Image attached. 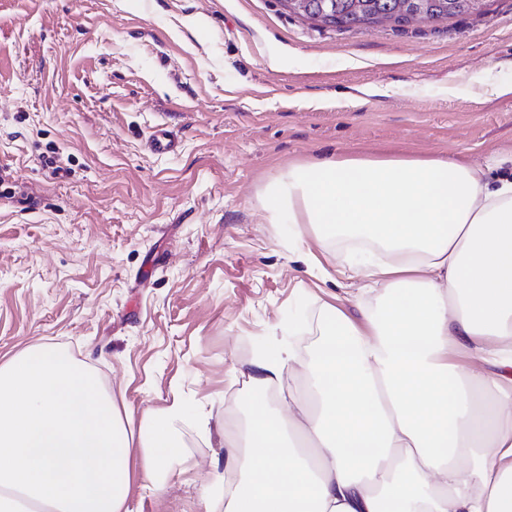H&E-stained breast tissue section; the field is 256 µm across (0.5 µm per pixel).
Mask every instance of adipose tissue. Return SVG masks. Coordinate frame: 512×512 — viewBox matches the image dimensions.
I'll return each mask as SVG.
<instances>
[{
	"label": "adipose tissue",
	"instance_id": "ef3b65f1",
	"mask_svg": "<svg viewBox=\"0 0 512 512\" xmlns=\"http://www.w3.org/2000/svg\"><path fill=\"white\" fill-rule=\"evenodd\" d=\"M510 163L336 156L264 186L268 223L309 225L316 249L373 243L379 260L337 273L386 304L357 322L320 303L313 349L273 342L254 358L206 512H512ZM187 417L177 398L132 430L68 349L14 354L0 362V512L16 491L30 512H129L132 475L158 493L186 461Z\"/></svg>",
	"mask_w": 512,
	"mask_h": 512
}]
</instances>
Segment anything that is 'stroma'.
<instances>
[{
    "mask_svg": "<svg viewBox=\"0 0 512 512\" xmlns=\"http://www.w3.org/2000/svg\"><path fill=\"white\" fill-rule=\"evenodd\" d=\"M507 83L512 0L343 31L280 0H0V361L61 344L132 428L177 396L222 429L289 320L386 303L336 277L343 251L284 246L264 185L337 154L481 162L512 146ZM159 127L177 154L152 151ZM180 436L187 466L161 493L133 485L131 512H205L225 448L189 421Z\"/></svg>",
    "mask_w": 512,
    "mask_h": 512,
    "instance_id": "stroma-1",
    "label": "stroma"
}]
</instances>
